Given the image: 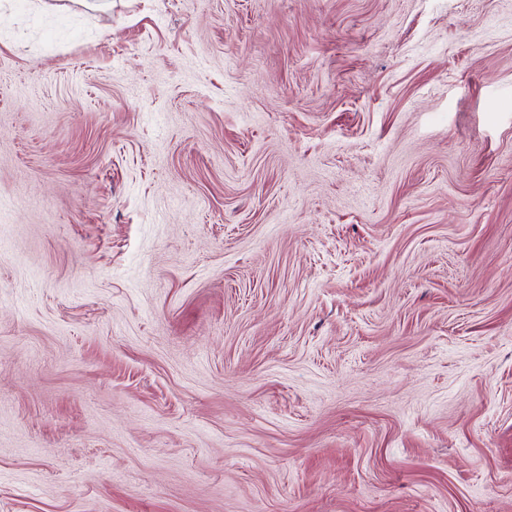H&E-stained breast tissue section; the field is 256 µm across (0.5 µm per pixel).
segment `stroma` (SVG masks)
<instances>
[{"label": "stroma", "instance_id": "stroma-1", "mask_svg": "<svg viewBox=\"0 0 512 512\" xmlns=\"http://www.w3.org/2000/svg\"><path fill=\"white\" fill-rule=\"evenodd\" d=\"M0 0V512H512V0Z\"/></svg>", "mask_w": 512, "mask_h": 512}]
</instances>
